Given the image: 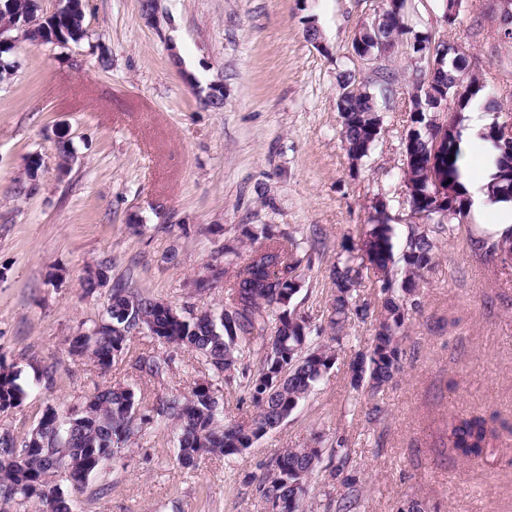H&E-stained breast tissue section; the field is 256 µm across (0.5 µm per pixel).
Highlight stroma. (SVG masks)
Listing matches in <instances>:
<instances>
[{
    "label": "stroma",
    "instance_id": "obj_1",
    "mask_svg": "<svg viewBox=\"0 0 512 512\" xmlns=\"http://www.w3.org/2000/svg\"><path fill=\"white\" fill-rule=\"evenodd\" d=\"M383 0H157V22L140 0H84L88 36L59 45L17 39L16 73L0 83V359L21 368L33 390L0 412V432L21 437L46 407L66 411L113 384L136 386L146 406L188 392L210 370L194 354L134 333L108 371L72 357L67 340L101 318L110 286L200 311L225 304L235 266L248 258L243 228L270 224L314 241L310 269L291 305L331 341L330 270L358 243L368 208L385 197L399 238L412 223L405 202L401 138L419 61L409 42L377 60L353 52L359 28ZM444 0H408L407 24L469 53L497 95L498 122L512 124V39L496 0H464L455 24ZM320 44L305 38L307 21ZM112 61L102 69L100 56ZM196 88L220 84L224 106L204 107ZM354 72L373 86L391 78L382 132L352 165L340 140L336 99ZM73 157L62 160L58 139ZM38 159L29 178L30 159ZM471 214L436 236L437 262L420 283L403 371L377 393L353 390L350 364L367 350L370 323L352 322L318 389L280 427L232 461L183 469L174 423L150 424L121 459L74 495L72 512H264L257 486L287 448L322 446L308 512H336L330 496L336 438L347 441L346 474L362 490L356 512H396L426 500L431 512H512V259L476 250ZM109 266L89 291L88 268ZM224 264L219 288L194 280ZM141 353L171 361L161 376L131 366ZM54 383H47L46 372ZM496 431L489 452L464 458L448 444L459 417Z\"/></svg>",
    "mask_w": 512,
    "mask_h": 512
}]
</instances>
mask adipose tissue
I'll return each mask as SVG.
<instances>
[{"instance_id":"ef3b65f1","label":"adipose tissue","mask_w":512,"mask_h":512,"mask_svg":"<svg viewBox=\"0 0 512 512\" xmlns=\"http://www.w3.org/2000/svg\"><path fill=\"white\" fill-rule=\"evenodd\" d=\"M488 115L480 109L469 112L467 126L462 133L458 165L462 181L473 200L474 211L492 214L494 221L480 225L478 241L492 243L512 235V205L493 203L489 200V185L496 171L493 155L473 152V144L479 143L487 125Z\"/></svg>"}]
</instances>
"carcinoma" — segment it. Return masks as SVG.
Listing matches in <instances>:
<instances>
[{"instance_id": "cac0c4a2", "label": "carcinoma", "mask_w": 512, "mask_h": 512, "mask_svg": "<svg viewBox=\"0 0 512 512\" xmlns=\"http://www.w3.org/2000/svg\"><path fill=\"white\" fill-rule=\"evenodd\" d=\"M35 0H0V26H10L34 10ZM400 5H394L387 18L383 37L400 38L409 31L398 20ZM85 16L63 7L45 21L47 37L59 43H78L87 37ZM17 68L12 45L0 46V77ZM434 82L439 95L414 104L415 161L403 168L409 199L428 211L436 231L453 232V225L470 216L471 202L458 168L461 113L491 99L489 90L471 68L467 55L450 54L438 73L430 78L418 72V83ZM458 96L457 109L447 113L448 154L440 172L442 185L452 199L437 203L434 185L425 164L429 161L434 137L442 126L429 123V117L445 100L446 93ZM341 141L351 160L367 154L360 148L371 140L379 122V97L372 92L339 96ZM486 146L496 157L492 195L512 201V146L484 133ZM258 244L247 262L240 266L230 289L229 303L223 308L206 309L198 314L178 309L160 300L130 290L123 284L112 287L105 315L89 327H79L68 339L69 352L91 361L101 371L127 349L130 335L147 330L160 343L196 353L212 372V377L196 381L185 394H174L155 408L143 405L136 388L117 383L99 389L64 414L48 406L38 422L20 439L10 436L0 441V512L30 506L34 512H71L72 492H82L89 478L120 458L125 446L141 436L152 422L171 420L179 426V463L192 467L207 455L233 459L252 447L267 431L286 421L316 388L336 361L328 346L313 344L305 317L288 304L290 280L302 279V265H311V255L302 253L300 243L286 232L277 234L271 225L244 229ZM360 242L377 255L384 278L378 280L379 302L370 308L356 302L355 293L363 279L364 264L346 247L331 269L334 294L328 327L336 336L353 318L370 321L374 334L368 349L350 364V384L378 390L391 383L402 371V341L410 313L421 306L418 281L435 265L437 244L430 227L411 229L402 247H397L391 218L376 205H370L366 230ZM224 268L207 267L195 287H218ZM261 352L260 365L253 370L244 364L247 355ZM135 366L148 375H159L169 360L140 355ZM243 381L255 413L247 421L224 423L219 384ZM28 396L22 370L0 362V411L19 407ZM494 436L480 416L461 417L451 424L448 440L466 457L478 458L488 450V437ZM322 459L320 448H287L272 461L268 474L259 483L264 503L282 504V512H300L309 483ZM345 491L336 499V512H354L362 495L353 477L342 480Z\"/></svg>"}]
</instances>
